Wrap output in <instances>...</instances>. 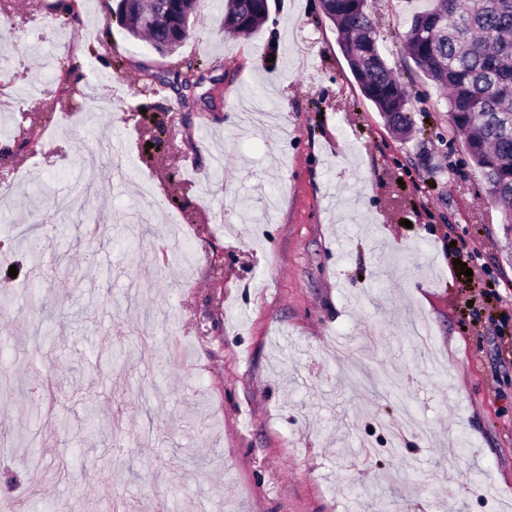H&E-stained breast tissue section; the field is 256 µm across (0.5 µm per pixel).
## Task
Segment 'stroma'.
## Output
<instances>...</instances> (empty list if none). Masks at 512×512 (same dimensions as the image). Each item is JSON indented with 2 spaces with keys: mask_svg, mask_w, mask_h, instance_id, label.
Here are the masks:
<instances>
[{
  "mask_svg": "<svg viewBox=\"0 0 512 512\" xmlns=\"http://www.w3.org/2000/svg\"><path fill=\"white\" fill-rule=\"evenodd\" d=\"M53 2L0 0V499L512 512V225L402 52L429 0H367L404 137L320 0L234 38L201 0L188 89Z\"/></svg>",
  "mask_w": 512,
  "mask_h": 512,
  "instance_id": "obj_1",
  "label": "stroma"
}]
</instances>
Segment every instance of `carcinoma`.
Listing matches in <instances>:
<instances>
[{
	"mask_svg": "<svg viewBox=\"0 0 512 512\" xmlns=\"http://www.w3.org/2000/svg\"><path fill=\"white\" fill-rule=\"evenodd\" d=\"M412 16L404 52L436 84L448 89V124L466 136L488 196L508 206L512 224V0H431ZM342 35L341 49L364 95L390 127L409 129L412 96L379 50L375 24L356 0H321ZM268 0H224V31L246 34L263 25ZM121 25L145 38L161 57L173 55L192 27L175 38L164 24Z\"/></svg>",
	"mask_w": 512,
	"mask_h": 512,
	"instance_id": "cac0c4a2",
	"label": "carcinoma"
}]
</instances>
